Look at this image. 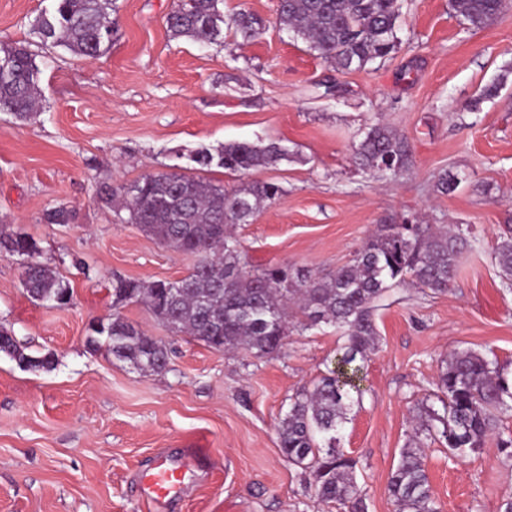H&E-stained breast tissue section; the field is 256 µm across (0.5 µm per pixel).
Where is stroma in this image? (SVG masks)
Segmentation results:
<instances>
[{"instance_id":"1","label":"stroma","mask_w":512,"mask_h":512,"mask_svg":"<svg viewBox=\"0 0 512 512\" xmlns=\"http://www.w3.org/2000/svg\"><path fill=\"white\" fill-rule=\"evenodd\" d=\"M176 2L114 0L112 41L88 59L32 33L55 0H0V46H28L41 69L31 119L0 112V232L32 238L74 290L61 308L33 302L24 257L0 253V326L54 361L33 371L0 352V512H151L140 477L169 450L184 452L189 477L159 512H339L284 458L276 433L290 397L334 368L335 329L293 331L279 354L257 358L170 332L144 304H112L117 280L175 281L194 259L120 220L96 191L173 168L227 188L282 187L234 229L248 271L324 275L389 224L448 225L471 239L447 293L400 284L378 300V346L340 446L357 462L368 512H394L387 485L415 437L442 512H500L512 457L498 441L512 437V417L479 452L454 456L440 423L424 431L423 413L456 348L512 371V287L494 260L512 235V7L477 29L449 0H399L392 58L342 71L279 27L277 0H224L225 16L247 10L265 28L247 42L228 29L208 47L169 30ZM379 122L409 146L399 175L354 162ZM271 141L288 160L231 173L191 159ZM444 175L456 182L447 192ZM58 205L69 223L45 221ZM116 311L165 343L166 371L145 375L89 347L92 324Z\"/></svg>"}]
</instances>
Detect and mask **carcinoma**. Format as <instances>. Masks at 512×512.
I'll list each match as a JSON object with an SVG mask.
<instances>
[{"instance_id":"1","label":"carcinoma","mask_w":512,"mask_h":512,"mask_svg":"<svg viewBox=\"0 0 512 512\" xmlns=\"http://www.w3.org/2000/svg\"><path fill=\"white\" fill-rule=\"evenodd\" d=\"M223 0H179L167 16L176 36L202 47L223 37L224 28L244 40L261 34L259 16L240 12L224 20ZM505 0H450L455 14L479 28L494 22ZM112 0H55L54 10L35 20L43 45L64 46L88 58L99 56L111 41ZM397 0H281L277 22L306 42L321 58L346 70H361L395 50ZM9 68L0 71V112L18 122L39 106L40 69L24 46L0 47ZM358 166L395 175L410 163V149L389 126L375 124L355 148ZM288 160L278 142L262 145L228 143L217 154L200 151L194 161L229 172H245ZM282 188L252 182L228 189L179 171L147 174L119 188L104 186L98 198L122 197L128 220L161 245L195 258L190 272L172 283L145 284L120 279L112 303L141 302L173 333H187L207 347L241 349L257 358L281 351L293 320L304 328L321 324L341 331L343 353L335 369L291 398L278 425L279 447L288 462L312 471L319 499L367 512L364 489L355 477L357 462L339 448V434L359 393L357 358L375 350L378 337L374 303L395 283L409 281L442 293L454 279L458 257L468 246L458 231H434L428 224H392L372 238L347 263L323 277L304 269L267 267L248 273L241 266L240 243L230 227L247 224ZM29 258L24 288L44 305L62 307L73 292L60 274L37 260L36 243L24 236H0V252ZM495 260L505 282L512 284V238L496 247ZM118 361L144 374L166 370L169 352L162 340L146 335L115 314L99 332ZM0 351L29 370H48L51 355L25 352L12 333L0 329ZM436 398L447 414L443 436L451 453L462 456L483 448L497 432L501 417L512 415V377L497 361L471 348L454 350L441 367ZM388 491L395 512H441L424 469L422 449L411 443L400 452Z\"/></svg>"}]
</instances>
